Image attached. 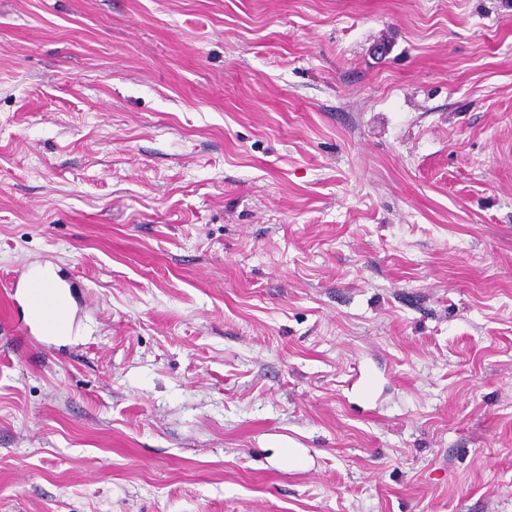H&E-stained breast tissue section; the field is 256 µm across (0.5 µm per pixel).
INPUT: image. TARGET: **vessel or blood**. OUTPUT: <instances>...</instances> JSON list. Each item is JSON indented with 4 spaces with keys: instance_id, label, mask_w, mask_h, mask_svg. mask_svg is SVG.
Masks as SVG:
<instances>
[{
    "instance_id": "obj_1",
    "label": "vessel or blood",
    "mask_w": 512,
    "mask_h": 512,
    "mask_svg": "<svg viewBox=\"0 0 512 512\" xmlns=\"http://www.w3.org/2000/svg\"><path fill=\"white\" fill-rule=\"evenodd\" d=\"M68 282L57 281L51 275L26 267L8 281L9 293H20L31 322L41 336L54 338L67 333L62 318Z\"/></svg>"
}]
</instances>
